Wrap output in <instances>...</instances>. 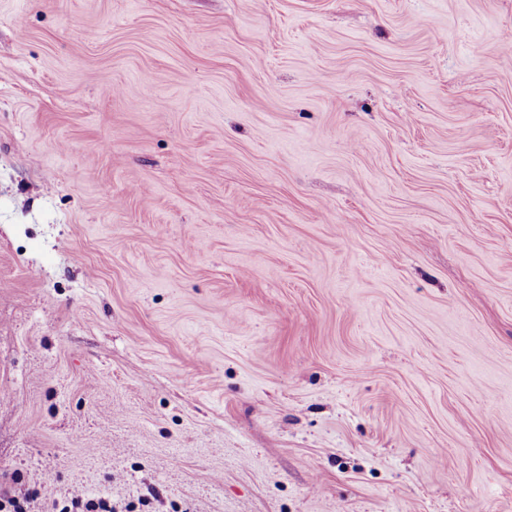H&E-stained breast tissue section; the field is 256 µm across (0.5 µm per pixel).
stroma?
Listing matches in <instances>:
<instances>
[{"mask_svg": "<svg viewBox=\"0 0 512 512\" xmlns=\"http://www.w3.org/2000/svg\"><path fill=\"white\" fill-rule=\"evenodd\" d=\"M512 0H0V492L512 512Z\"/></svg>", "mask_w": 512, "mask_h": 512, "instance_id": "1", "label": "stroma"}]
</instances>
